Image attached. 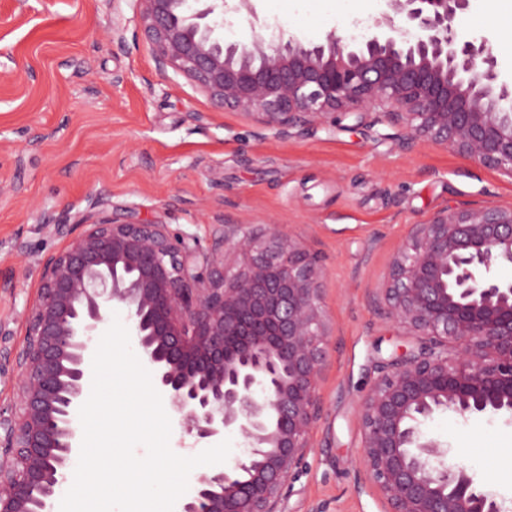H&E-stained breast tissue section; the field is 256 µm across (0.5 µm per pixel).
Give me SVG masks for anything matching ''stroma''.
<instances>
[{"label":"stroma","instance_id":"stroma-1","mask_svg":"<svg viewBox=\"0 0 512 512\" xmlns=\"http://www.w3.org/2000/svg\"><path fill=\"white\" fill-rule=\"evenodd\" d=\"M228 41L280 32L354 35L385 0H253ZM512 0H471L462 26L498 46ZM122 40L112 37L113 28ZM380 110L354 129L323 124L282 140L161 75L134 0H0V324L22 348L40 260L89 219L132 209L212 248L217 225L278 224L315 252L331 339L323 410L286 501L288 512H386L359 467V407L380 359L410 344L382 312L381 288L414 225L469 204L512 205V179L428 140L403 145ZM107 207L96 206V198ZM512 504V424L437 412L422 426Z\"/></svg>","mask_w":512,"mask_h":512}]
</instances>
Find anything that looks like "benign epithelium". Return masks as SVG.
I'll return each instance as SVG.
<instances>
[{
    "instance_id": "obj_1",
    "label": "benign epithelium",
    "mask_w": 512,
    "mask_h": 512,
    "mask_svg": "<svg viewBox=\"0 0 512 512\" xmlns=\"http://www.w3.org/2000/svg\"><path fill=\"white\" fill-rule=\"evenodd\" d=\"M158 71L286 140L330 118L363 124L376 105L430 140L512 178V82L488 39L464 37L470 0H387L358 41L336 32L224 40V14L251 0H135ZM512 206L446 207L414 225L390 266L384 312L417 345L383 362L360 405V465L389 512H503L449 449L422 431L438 411L512 422ZM316 257L280 226L223 225L206 252L134 210L86 225L42 261L27 338L0 343L17 401L0 407V512H54L79 448L106 304L126 309L155 389L183 431L246 445L205 471L182 512H285L311 446L330 330Z\"/></svg>"
}]
</instances>
